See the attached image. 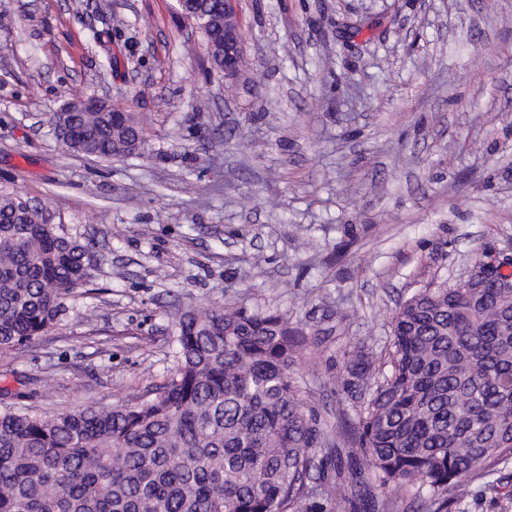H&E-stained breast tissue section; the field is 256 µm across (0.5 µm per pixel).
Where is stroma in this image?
Wrapping results in <instances>:
<instances>
[{"label": "stroma", "instance_id": "35a3bbf8", "mask_svg": "<svg viewBox=\"0 0 512 512\" xmlns=\"http://www.w3.org/2000/svg\"><path fill=\"white\" fill-rule=\"evenodd\" d=\"M243 67L212 66L176 0H0V191L93 243L52 331L0 353V401L49 414L145 398L188 308L276 310L349 471L339 383L416 289L512 254V0H237ZM77 94L139 113L131 157L66 151ZM209 109L194 111V98ZM476 473L461 512H512Z\"/></svg>", "mask_w": 512, "mask_h": 512}]
</instances>
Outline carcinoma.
<instances>
[{"mask_svg": "<svg viewBox=\"0 0 512 512\" xmlns=\"http://www.w3.org/2000/svg\"><path fill=\"white\" fill-rule=\"evenodd\" d=\"M66 147L125 157L144 144L132 112L68 116ZM0 194V351L47 334L91 278L89 242ZM443 283L395 311L385 362L346 353L342 388L363 395V459L329 493L364 488L363 512L412 493L451 512L481 471L512 462V290ZM306 339L278 311L190 309L174 324L168 380L146 400L53 415L0 410V512H304L318 449L291 369ZM454 496H448V490Z\"/></svg>", "mask_w": 512, "mask_h": 512, "instance_id": "carcinoma-1", "label": "carcinoma"}]
</instances>
